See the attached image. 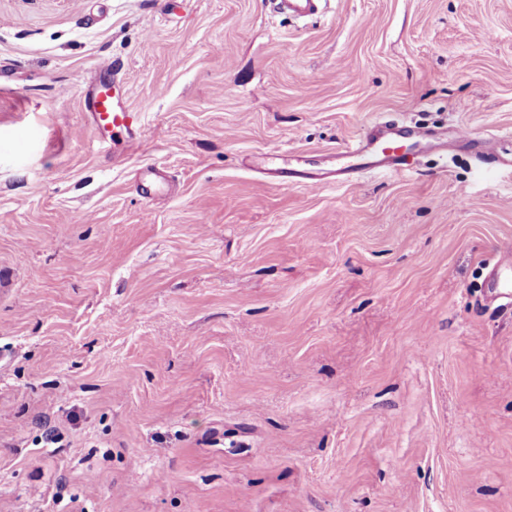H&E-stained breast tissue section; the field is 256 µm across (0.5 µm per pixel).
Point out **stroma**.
Masks as SVG:
<instances>
[{
    "label": "stroma",
    "mask_w": 512,
    "mask_h": 512,
    "mask_svg": "<svg viewBox=\"0 0 512 512\" xmlns=\"http://www.w3.org/2000/svg\"><path fill=\"white\" fill-rule=\"evenodd\" d=\"M377 117L512 152V0H0V512H512V169L262 172ZM326 0H270L273 10L289 17L308 18L315 15ZM112 89V102L100 95L94 99L93 112H90L92 123L98 134L106 131L118 134L123 138V146L135 148L143 135L138 112H132L122 102L114 85Z\"/></svg>",
    "instance_id": "35a3bbf8"
}]
</instances>
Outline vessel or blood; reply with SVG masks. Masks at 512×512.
Here are the masks:
<instances>
[{"label":"vessel or blood","instance_id":"1","mask_svg":"<svg viewBox=\"0 0 512 512\" xmlns=\"http://www.w3.org/2000/svg\"><path fill=\"white\" fill-rule=\"evenodd\" d=\"M322 0H270L274 11L297 18L315 15ZM92 123L97 132L120 135L125 147L139 143L143 128L138 113L132 112L120 95L112 99L95 98ZM414 139L420 153L447 152L464 149L471 153L477 170L485 175L502 168H512V154L501 153L494 139L478 137L459 128L434 131L405 122L372 120L359 138L346 144L336 154V164L330 168H311L300 157L289 155L287 162L273 165L272 174L280 185H303L314 188L330 183L357 185L363 175L371 172L400 173L410 166L403 152L404 139Z\"/></svg>","mask_w":512,"mask_h":512}]
</instances>
